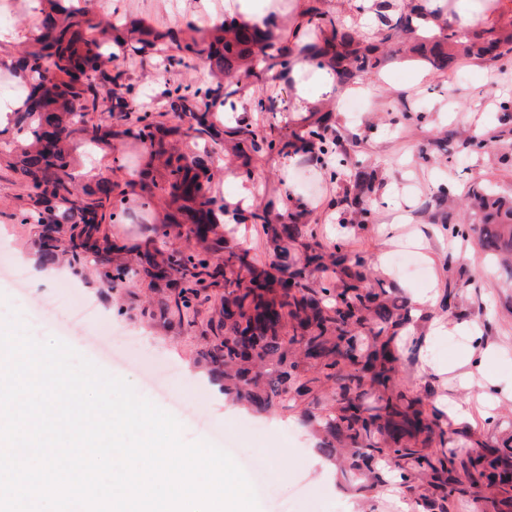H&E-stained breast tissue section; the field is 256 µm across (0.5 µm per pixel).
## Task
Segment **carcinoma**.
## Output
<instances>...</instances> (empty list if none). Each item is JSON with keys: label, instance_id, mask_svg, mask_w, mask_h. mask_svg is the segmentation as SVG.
<instances>
[{"label": "carcinoma", "instance_id": "cac0c4a2", "mask_svg": "<svg viewBox=\"0 0 512 512\" xmlns=\"http://www.w3.org/2000/svg\"><path fill=\"white\" fill-rule=\"evenodd\" d=\"M50 12L37 30L38 47L22 55L16 71L29 89L14 118L0 127V148H20V175L27 190V207L18 217L21 224H36L39 259L53 264L59 253L69 256L70 267L78 271L90 258L109 250L101 234L107 219L117 216L122 206L120 184L101 177L96 189L77 186L71 154L73 135L84 134L83 145L98 148L112 145V128L90 124L89 114L100 103L109 112H120L130 124L126 132L142 141L156 135L178 132L162 121L164 114L141 109L131 88L117 92L112 86L122 77L120 57L124 43L112 38V23L96 21L89 10L50 0ZM448 0L431 5L416 4L409 11L381 15V42L409 32L414 34L412 52L436 71L451 66L458 58H484L500 48L512 51V21L497 28L480 30L462 24H448ZM310 25L328 33L323 45L307 51L325 57L344 85L357 77L379 73L383 58L377 47L342 27L326 13L313 12ZM267 36L259 27H241L224 39L227 63L255 53H265ZM183 55L168 62H184L204 53L201 42L192 38L178 45ZM113 63L116 73L104 68ZM235 90L219 81L195 90L178 85L167 91L171 111L181 119L189 116L191 129L204 142L221 141L215 129L216 110L232 103ZM331 115L325 113L278 140L247 127L231 128L224 134L237 140L242 165L252 155L276 150L290 156H312L336 179L347 176V150L329 128ZM150 156L164 157L165 185L139 180L147 200L164 192L174 208L176 224L189 225V232L206 240L217 224L216 212L224 206L207 195L202 179L206 170L199 162L179 151L166 152L158 146ZM372 174L353 175V190L343 201L354 208L356 222L343 225L352 232L369 221L366 200L372 194ZM468 195L481 214V225L455 224L451 232L464 235L479 231V247L507 263L512 258V200L473 186ZM244 220L262 226L267 244L276 260L259 270L242 264L221 269L209 249L180 253L178 261L158 246L149 235L137 247L143 262L133 268L124 263L106 275L105 287L114 291L126 286L140 273L157 282L154 269L176 265L180 292L170 313L182 321L195 309L200 290L224 275V343L204 353L222 382L224 395L256 413L272 408L282 411L299 406L304 398L313 410L308 423L324 433L319 451L331 458L336 447L347 449L340 463L343 476L357 477L356 493L366 497L386 483L385 474L394 473L422 512H457L453 495L456 474L466 472L472 480H487L497 494L486 498L490 512L512 507V486L503 479L509 470L508 454L490 453L461 458L455 450L457 432L444 427V414L424 406L423 398L400 387L397 380L401 350L415 326L409 299L393 296L394 289L381 279L370 278L369 261L350 255L341 246L322 251L314 232L303 222V214L290 215L291 223L277 224L268 208L251 210ZM329 266L336 270V283L325 286L311 281L308 267ZM303 353L316 375L301 376L296 353Z\"/></svg>", "mask_w": 512, "mask_h": 512}]
</instances>
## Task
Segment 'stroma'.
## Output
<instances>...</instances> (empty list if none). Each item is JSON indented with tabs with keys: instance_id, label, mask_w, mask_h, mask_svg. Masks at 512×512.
Here are the masks:
<instances>
[{
	"instance_id": "1",
	"label": "stroma",
	"mask_w": 512,
	"mask_h": 512,
	"mask_svg": "<svg viewBox=\"0 0 512 512\" xmlns=\"http://www.w3.org/2000/svg\"><path fill=\"white\" fill-rule=\"evenodd\" d=\"M251 2L264 14L273 42L290 49L292 69L273 70L271 59L254 56L250 66L262 77L238 84L236 107L219 113L220 125L281 136L312 113L331 112L339 137L350 146L349 167L376 171L377 181L370 223L347 236L340 229L352 218L339 203L344 183L319 165L274 152L255 156L249 170H242L236 142L227 139L225 151L202 161L208 194L223 201L224 220L236 227L231 250L259 264L272 261L261 226L243 220L255 206L267 205L276 214L304 213L323 250L339 245L366 256L400 296L414 301L436 287L429 313L466 326L467 332L425 328L418 347L404 350L398 379L414 393L433 389L428 403L438 409L451 401L467 409V419L454 424L462 454L501 448L512 438V277L491 263L474 239L452 236L442 219L475 223L466 200L471 184L512 195V52L491 60L462 58L436 72L410 59L402 42L391 43L381 73L355 86L368 107L353 117L339 106L344 90L325 91L329 75L301 48L314 36L308 23L311 9L361 32L380 28L376 12L363 9L364 0ZM87 7L95 16L112 18L121 37L131 38L136 30L153 34L151 53L127 51L124 78L145 110L164 113L166 124L179 125L181 133L171 138V146L190 149L184 134L188 123L170 115L164 91L173 84L196 88L215 83V70L205 57L183 66L167 67L163 60L175 54V39L193 35L210 43L221 38L229 21H246L238 0H88ZM450 8L456 22L483 29L512 21V0H451ZM92 118L116 134L111 147L96 151L91 163L82 165L83 181L94 184L96 174L108 170L123 183L126 217L103 230L113 245L110 262L126 263L134 260L147 227L168 224L170 210L145 202L130 180L131 166L148 163L145 144L126 134L119 114L101 110ZM476 139L485 142V149H472ZM16 162V156H0V250L26 267L29 286L21 292L0 278V318L19 313L40 340L63 339L124 379L137 395L180 422L185 441L238 449L255 467L270 470L276 488L260 496V512H415L402 490L370 502L346 490L340 472L318 452V436L301 422L299 411L254 413L225 398L201 358L224 333L223 286L201 294L193 324H178L161 316L172 289L153 286L143 276L111 293L102 286L107 264H87L78 277L63 262L42 266L37 225L17 220L26 190L17 179ZM251 186L255 196H242V189ZM443 187L448 190L444 197L439 194ZM400 240L417 248L424 276L408 279L393 272L392 246ZM228 251L218 250L216 262H223Z\"/></svg>"
}]
</instances>
